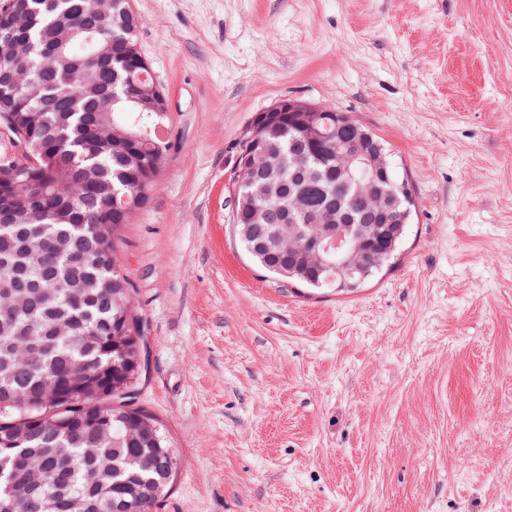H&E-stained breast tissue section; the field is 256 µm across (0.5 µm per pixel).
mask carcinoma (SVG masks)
I'll list each match as a JSON object with an SVG mask.
<instances>
[{
	"mask_svg": "<svg viewBox=\"0 0 512 512\" xmlns=\"http://www.w3.org/2000/svg\"><path fill=\"white\" fill-rule=\"evenodd\" d=\"M91 8V0H0V125L49 158L43 169L0 161V201L16 198L9 229L0 230V457L11 453L12 437L36 432L15 467L13 503L0 512H26L32 497L45 512H154L178 465L163 425L129 396L140 370L141 325L114 244L157 186L154 180L135 195L140 171L159 175L167 146L156 129L166 116L113 97L135 90L145 71L124 47L139 39L142 18L111 9L85 32ZM15 10L30 24L6 38ZM21 71L37 79L40 97L29 100L12 86ZM300 138L286 112L266 135L283 203L306 189L298 226L321 228L316 220L333 201L360 221L356 202L324 177L334 140L313 148L315 172L291 181L297 160L290 149ZM249 213L236 204L232 226L257 266L281 280L280 265L290 262L298 274L287 282L336 290L328 273L298 262L302 239L291 225L250 224ZM398 228L377 243L382 262L365 266L343 291L395 259L408 225ZM84 373L89 381L80 389L43 402L47 381Z\"/></svg>",
	"mask_w": 512,
	"mask_h": 512,
	"instance_id": "1",
	"label": "carcinoma"
}]
</instances>
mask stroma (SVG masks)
Listing matches in <instances>:
<instances>
[{"label":"stroma","mask_w":512,"mask_h":512,"mask_svg":"<svg viewBox=\"0 0 512 512\" xmlns=\"http://www.w3.org/2000/svg\"><path fill=\"white\" fill-rule=\"evenodd\" d=\"M168 99L156 190L115 246L135 403L178 458L156 512H512V0H131ZM349 113L409 182L395 261L352 292L236 243L242 130Z\"/></svg>","instance_id":"stroma-1"}]
</instances>
